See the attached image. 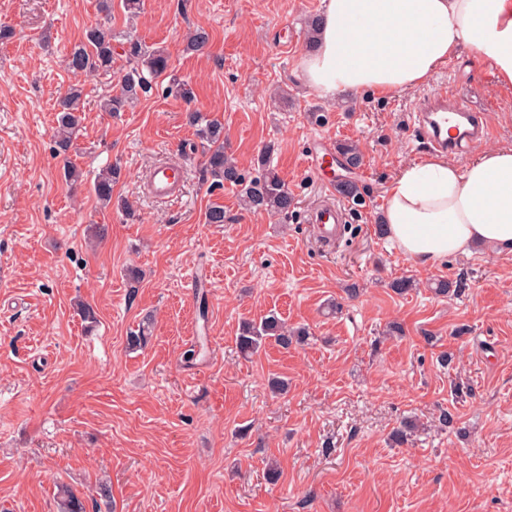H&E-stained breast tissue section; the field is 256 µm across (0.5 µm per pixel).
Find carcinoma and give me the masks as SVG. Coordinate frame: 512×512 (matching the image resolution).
Wrapping results in <instances>:
<instances>
[{
	"instance_id": "carcinoma-1",
	"label": "carcinoma",
	"mask_w": 512,
	"mask_h": 512,
	"mask_svg": "<svg viewBox=\"0 0 512 512\" xmlns=\"http://www.w3.org/2000/svg\"><path fill=\"white\" fill-rule=\"evenodd\" d=\"M112 30L105 26L88 28L83 38L73 44L66 54V66L74 74L107 73L112 70V58L116 51ZM209 42V34L202 28L192 31L187 37L186 50L199 52ZM123 56L128 69L121 76L118 89L105 97L100 104L101 111L110 115L123 112L141 96L150 92L159 81L168 80L167 92L187 103L192 101L193 90L189 84L169 72V57L164 49L146 45L138 38L128 37L121 42ZM84 112L83 89L72 85L60 97L56 109V125L53 128L54 155L62 162V176L74 184L79 181L80 171L68 160L73 140L81 130ZM188 123L196 128L204 155L203 170L212 180L213 187L226 184L239 188L241 200L248 210L266 211L272 214H288L295 208V196L270 166L269 155L274 146L268 144L257 157L256 174L239 169L224 148V125L209 119L202 113L186 112ZM336 152L351 169H357L363 162V151L358 142L344 140L336 144ZM121 168L109 165L99 173L92 191L105 208L115 207L131 214L129 203L122 198H113V185L120 180ZM337 192L356 206L365 203L366 190L350 180L337 184ZM226 222L224 205L211 203L204 213V223L223 224ZM152 318L146 317L138 332L127 337L131 350L145 347L150 334ZM306 335L303 328L288 326L276 314L270 313L256 322H247L237 337V348L245 355L256 352L266 341L272 340L283 349H288ZM99 499L94 501L93 512H112V493L109 485H99ZM59 512H87L85 500L71 487L62 485L57 493Z\"/></svg>"
}]
</instances>
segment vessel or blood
Instances as JSON below:
<instances>
[{"label":"vessel or blood","mask_w":512,"mask_h":512,"mask_svg":"<svg viewBox=\"0 0 512 512\" xmlns=\"http://www.w3.org/2000/svg\"><path fill=\"white\" fill-rule=\"evenodd\" d=\"M417 129L433 151H454L458 142L448 140L444 130L449 123L467 122L465 139L487 137L490 132V115L472 109L463 95L440 87L434 93L420 99L415 106ZM183 170L177 164H163L151 175L150 189L153 196L167 200L177 196L181 189ZM343 213L335 202L328 201L312 211L307 221L312 224L324 246H332L340 236Z\"/></svg>","instance_id":"b4317fda"}]
</instances>
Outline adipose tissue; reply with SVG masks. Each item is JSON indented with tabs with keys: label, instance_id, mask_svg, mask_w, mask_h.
Returning a JSON list of instances; mask_svg holds the SVG:
<instances>
[{
	"label": "adipose tissue",
	"instance_id": "adipose-tissue-1",
	"mask_svg": "<svg viewBox=\"0 0 512 512\" xmlns=\"http://www.w3.org/2000/svg\"><path fill=\"white\" fill-rule=\"evenodd\" d=\"M317 48L299 67L329 101L423 84L470 51L497 85L512 87V0H322ZM391 246L415 263L486 247L512 254V148L479 149L466 165L430 156L403 167L385 191Z\"/></svg>",
	"mask_w": 512,
	"mask_h": 512
}]
</instances>
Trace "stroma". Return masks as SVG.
Instances as JSON below:
<instances>
[{
	"label": "stroma",
	"instance_id": "stroma-1",
	"mask_svg": "<svg viewBox=\"0 0 512 512\" xmlns=\"http://www.w3.org/2000/svg\"><path fill=\"white\" fill-rule=\"evenodd\" d=\"M97 3L0 0V25L14 30L0 42V512H57L58 484L90 502L102 482L112 512H512V255L422 267L376 232L388 183L427 155L411 113L428 87L448 84L491 112L487 146H512V89L464 56L429 86L333 103L297 69L322 0H143L132 21L118 7L104 17ZM106 20L116 35L164 48L192 102L160 85L118 115L99 111L124 56L79 77L65 57ZM196 28L210 42L192 53L185 35ZM75 82L85 108L70 159L87 179L73 188L52 129ZM190 109L223 123L241 169L275 143L271 165L294 212L244 210L235 187L203 181ZM312 112L326 123L311 124ZM345 139L359 141L360 168L309 170L310 147ZM163 162L185 171L166 203L145 184ZM115 163L113 193L131 219L101 209L91 191L89 174ZM347 179L368 194L330 250L307 216L328 181ZM213 202L227 223H205ZM206 270L209 286L191 292V275ZM403 276L418 286L400 295L391 283ZM438 277L458 292L435 294ZM81 301L96 312L93 331ZM271 310L308 336L243 357L242 322ZM148 314V344L129 350ZM393 323L401 334L387 335ZM275 377L287 393L271 391ZM444 409L456 418L446 431ZM407 418L419 430L395 444Z\"/></svg>",
	"mask_w": 512,
	"mask_h": 512
}]
</instances>
